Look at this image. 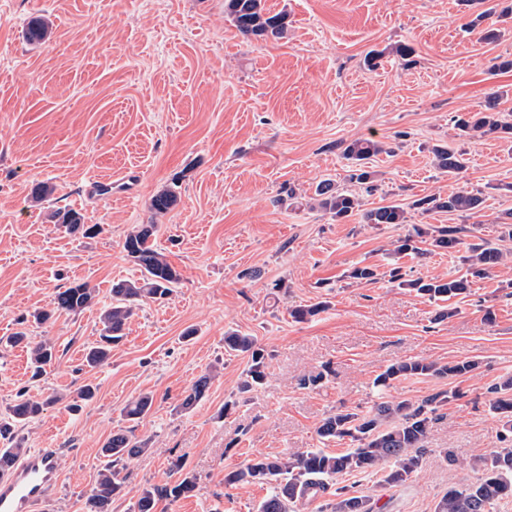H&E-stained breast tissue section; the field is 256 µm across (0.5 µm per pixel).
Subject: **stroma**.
I'll use <instances>...</instances> for the list:
<instances>
[{"label":"stroma","instance_id":"35a3bbf8","mask_svg":"<svg viewBox=\"0 0 512 512\" xmlns=\"http://www.w3.org/2000/svg\"><path fill=\"white\" fill-rule=\"evenodd\" d=\"M286 11L280 39L243 36L224 0H0V414L19 392L44 400L17 430L27 450L56 449L60 483L49 512H83L113 431H133L150 451L129 461L123 496L112 512H130L144 488L167 481L184 457L197 486L157 512H257L261 484L225 490V473L258 456L336 453L320 440L328 414L367 411L378 399L413 401L460 390L429 427L422 466L400 487L351 472L337 485L376 502L379 512H434L448 488L474 482V460L501 446L502 421L490 387L512 377V267H497L446 304L389 283L399 262L407 278L460 276L459 252L395 258V242L448 224L464 227V245L489 241L512 251L499 219L512 211V146L484 137L462 141L456 115L496 102L512 122V19L492 42L467 33L482 4L463 0H266ZM48 26L45 41L25 40L30 18ZM411 47L401 56L400 47ZM377 54L375 68L365 58ZM371 137L379 190L363 210L396 202L405 224L375 226L361 213L343 221L310 208L318 182L347 186L341 146ZM436 145L464 148L459 176L432 162ZM48 183L52 195L31 190ZM176 186L179 201L153 217V195ZM482 192L470 218L420 213L414 200L447 196L458 186ZM72 208L102 225L91 238L56 229L52 213ZM157 222L156 245L181 274L166 299L144 300L113 346L108 365L83 366L114 282L140 276L123 242L139 224ZM370 265L375 281L352 282ZM84 283L99 303L42 327L22 317L47 307L59 288ZM325 303L305 321L291 309ZM24 330L28 344L9 336ZM254 336L266 379L241 384L251 360L224 349V334ZM53 358L31 375L30 344ZM424 357L441 364L475 362L456 378L413 377L386 390L374 384L392 363ZM215 371L189 413L184 392ZM320 376L315 386L305 378ZM94 397L72 412L83 385ZM154 406L139 424L125 405L140 394Z\"/></svg>","mask_w":512,"mask_h":512}]
</instances>
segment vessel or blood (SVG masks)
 <instances>
[{
	"instance_id": "vessel-or-blood-1",
	"label": "vessel or blood",
	"mask_w": 512,
	"mask_h": 512,
	"mask_svg": "<svg viewBox=\"0 0 512 512\" xmlns=\"http://www.w3.org/2000/svg\"><path fill=\"white\" fill-rule=\"evenodd\" d=\"M58 482L51 449L41 448L0 467V512H38Z\"/></svg>"
}]
</instances>
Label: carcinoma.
I'll list each match as a JSON object with an SVG mask.
<instances>
[{
  "instance_id": "obj_1",
  "label": "carcinoma",
  "mask_w": 512,
  "mask_h": 512,
  "mask_svg": "<svg viewBox=\"0 0 512 512\" xmlns=\"http://www.w3.org/2000/svg\"><path fill=\"white\" fill-rule=\"evenodd\" d=\"M224 11L231 16L236 28L245 36L256 38H282L288 30V15L273 13L265 7V0H224ZM48 33L44 20L31 19L26 27L27 41L38 43ZM496 103L489 104V111L474 112L456 120L459 137L500 135L512 139V123L502 119L494 111ZM385 151L383 143L372 138L355 139L344 145L342 153L351 161L349 180L362 186L366 192L375 190L376 172L370 166L373 157ZM437 169L448 175H456L465 169L467 158L462 151L448 147L433 148ZM178 196L170 189H163L150 200V209L156 215L171 210ZM484 197L480 191L460 186L448 196H428L415 201L414 207L424 212L440 210L471 217L483 209ZM315 207L330 214L338 221L351 217L360 210L361 201L355 194L324 181L315 189ZM56 226L84 237L102 232L99 224L84 223L83 215L74 209H59L53 214ZM367 224H405L407 211L398 203L379 206L363 213ZM158 225L139 224L125 238L123 250L139 267L141 277L134 281L112 284L111 302L99 315L101 324L99 340L86 348L85 366L97 368L110 358L112 345L124 337L127 324L135 315L139 302L144 299L170 295L181 281V274L167 260L156 245ZM462 227L450 224L429 232L417 228L415 234L398 241L396 255L424 256L435 250H454L461 244ZM429 242V247L420 244ZM467 265L466 274L459 277L406 280L402 267L392 264L388 271L389 281L407 286L431 300L448 301L469 292L470 278H482L497 266L512 263V253L487 242L470 249L462 257ZM96 292L85 283H75L56 290L51 308L34 315V322L43 325L57 315L79 314L95 303ZM224 348L250 356L251 365L241 390L248 392L263 384L266 377L265 356L256 347L253 337L231 332L224 336ZM475 368V363L462 361L440 365L426 358H407L387 367L375 380L381 387L411 377L440 376L454 378L465 375ZM212 376H199L185 391L177 405V411L190 412L206 395ZM491 407L503 421L501 441L505 447L487 458H481L474 466L481 476L471 485L450 488L435 506L434 512H493L495 504L512 497V378L492 386ZM457 390L450 394H436L421 401L402 399L382 401L367 412L338 411L322 420L317 435L323 440L349 441L350 448L343 453H327L320 448L311 449L296 456H261L245 467L224 475V487L236 488L244 484L261 483L269 486L267 495L258 506V512H296L298 505L319 503L317 512H376L371 500L348 496L335 487L337 476L352 472H380L383 481L391 486L405 483L420 467L425 453L424 442L430 424L437 419V412L452 399H458ZM153 394L146 392L130 402L124 416L131 422H141L152 410ZM44 403L20 395L10 406L9 415L0 418V440L11 442L9 453L16 458L25 453L23 443L13 441L14 429L38 416ZM149 439L138 440L132 431L118 430L101 448L104 458L98 471L91 494L85 502V512H112V501L125 488L126 476L122 475L127 461L148 451ZM197 476L186 469L185 463L176 460L169 470V481L161 486L142 490L133 505L132 512H155L157 503L166 500L174 503L188 496L196 487Z\"/></svg>"
}]
</instances>
